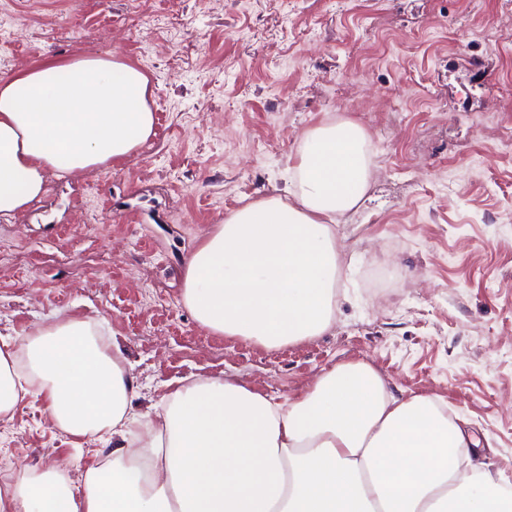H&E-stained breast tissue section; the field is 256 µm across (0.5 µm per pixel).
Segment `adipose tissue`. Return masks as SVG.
Instances as JSON below:
<instances>
[{"mask_svg": "<svg viewBox=\"0 0 512 512\" xmlns=\"http://www.w3.org/2000/svg\"><path fill=\"white\" fill-rule=\"evenodd\" d=\"M149 78L112 54L45 58L0 77V215L66 177L129 157L153 133ZM365 129L320 121L286 195L231 213L189 258L183 301L209 331L276 347L333 324L345 268L335 221L361 204ZM118 346L67 318L0 336V417L28 397L54 426L113 442L74 490L67 470L0 479V512H512V491L465 469L480 442L427 395L403 396L346 362L276 400L223 377L177 388L147 415Z\"/></svg>", "mask_w": 512, "mask_h": 512, "instance_id": "1", "label": "adipose tissue"}]
</instances>
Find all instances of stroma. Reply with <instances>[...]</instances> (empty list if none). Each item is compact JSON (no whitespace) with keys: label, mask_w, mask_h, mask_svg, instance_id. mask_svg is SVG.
<instances>
[{"label":"stroma","mask_w":512,"mask_h":512,"mask_svg":"<svg viewBox=\"0 0 512 512\" xmlns=\"http://www.w3.org/2000/svg\"><path fill=\"white\" fill-rule=\"evenodd\" d=\"M512 0H0V77L34 60L116 53L148 75L154 133L129 159L49 176L0 222V335L63 317L115 336L136 412L188 378L276 399L335 365L427 394L512 483ZM359 123L374 168L336 236L352 271L325 334L278 349L203 328L184 266L235 209L283 189L304 131ZM30 398L0 418V470L104 450Z\"/></svg>","instance_id":"stroma-1"}]
</instances>
